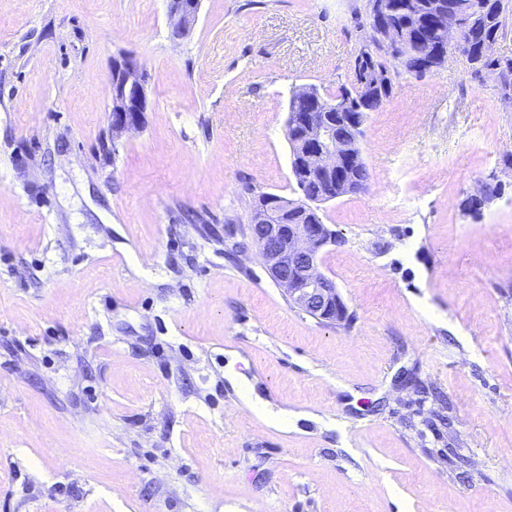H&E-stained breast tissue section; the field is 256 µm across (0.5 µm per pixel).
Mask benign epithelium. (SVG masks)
Here are the masks:
<instances>
[{
    "label": "benign epithelium",
    "instance_id": "7a95c632",
    "mask_svg": "<svg viewBox=\"0 0 512 512\" xmlns=\"http://www.w3.org/2000/svg\"><path fill=\"white\" fill-rule=\"evenodd\" d=\"M371 29L382 40L383 47L400 61L407 54L397 36L392 17L395 0H371ZM201 0H166L170 30H179L187 38L198 19ZM471 20L453 10H441L433 15L431 28L446 32H462ZM450 55L448 46L433 41L427 54L419 57L417 69L421 74L440 70ZM471 72L484 80L488 72L496 74L498 85L512 82V70L496 65L485 67L479 61L469 62ZM111 90L112 133L120 135L141 126L144 112L149 107V76L130 55H122L112 61L108 73ZM378 74L368 71L362 80L364 95L352 100L348 97L325 99L315 94L310 86L303 87L302 96L313 99L316 111L301 116L298 140L291 146L292 158L303 172L336 174L340 179L351 176L360 157L348 150L344 140L336 136L335 128L344 122L355 128H363L359 116L374 112L388 98V94L376 88ZM281 199L265 198L259 211L252 215L250 238L257 247L266 269L273 280L299 310L324 321L342 322L347 308L335 282L322 270L320 254L333 243L325 226L320 224H289L283 220L287 210L280 208Z\"/></svg>",
    "mask_w": 512,
    "mask_h": 512
}]
</instances>
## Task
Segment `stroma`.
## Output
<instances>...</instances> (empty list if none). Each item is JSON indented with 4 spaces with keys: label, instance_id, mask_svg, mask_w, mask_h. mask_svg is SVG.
Wrapping results in <instances>:
<instances>
[{
    "label": "stroma",
    "instance_id": "35a3bbf8",
    "mask_svg": "<svg viewBox=\"0 0 512 512\" xmlns=\"http://www.w3.org/2000/svg\"><path fill=\"white\" fill-rule=\"evenodd\" d=\"M368 15L202 0L174 41L164 0H0V512H512L494 80L453 56L369 113L367 190L320 206L346 323L292 307L249 237L259 193L300 195L293 90L349 83ZM123 54L151 89L116 138ZM495 170L500 197L464 213ZM229 368L289 431L241 409Z\"/></svg>",
    "mask_w": 512,
    "mask_h": 512
}]
</instances>
